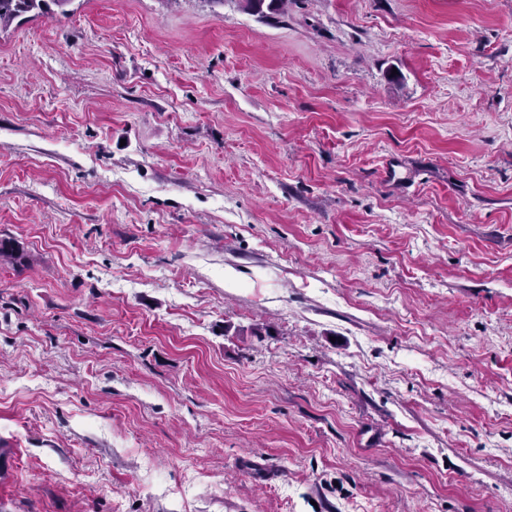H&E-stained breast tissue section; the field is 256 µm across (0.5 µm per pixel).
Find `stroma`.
I'll return each instance as SVG.
<instances>
[{"instance_id": "35a3bbf8", "label": "stroma", "mask_w": 512, "mask_h": 512, "mask_svg": "<svg viewBox=\"0 0 512 512\" xmlns=\"http://www.w3.org/2000/svg\"><path fill=\"white\" fill-rule=\"evenodd\" d=\"M0 240V512H512V0L25 14Z\"/></svg>"}]
</instances>
